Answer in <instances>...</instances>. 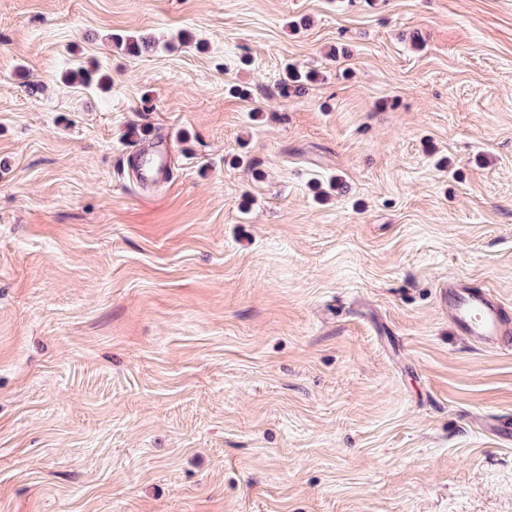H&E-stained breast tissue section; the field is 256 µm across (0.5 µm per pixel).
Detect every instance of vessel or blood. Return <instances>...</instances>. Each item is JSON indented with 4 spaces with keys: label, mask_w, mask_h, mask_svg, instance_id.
I'll return each instance as SVG.
<instances>
[{
    "label": "vessel or blood",
    "mask_w": 512,
    "mask_h": 512,
    "mask_svg": "<svg viewBox=\"0 0 512 512\" xmlns=\"http://www.w3.org/2000/svg\"><path fill=\"white\" fill-rule=\"evenodd\" d=\"M448 307L471 341L512 351V317L485 291L449 286Z\"/></svg>",
    "instance_id": "1"
}]
</instances>
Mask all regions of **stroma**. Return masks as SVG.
Instances as JSON below:
<instances>
[{
  "label": "stroma",
  "instance_id": "obj_1",
  "mask_svg": "<svg viewBox=\"0 0 512 512\" xmlns=\"http://www.w3.org/2000/svg\"><path fill=\"white\" fill-rule=\"evenodd\" d=\"M452 280L512 312V0H0V512H512ZM157 43L151 37L142 35H129L125 38L117 37L115 47L132 56H140L143 53L155 52ZM65 80L71 84H79L86 87L96 86L102 89L110 82L106 74L99 73L98 70L88 69L84 66L70 70L65 76Z\"/></svg>",
  "mask_w": 512,
  "mask_h": 512
}]
</instances>
